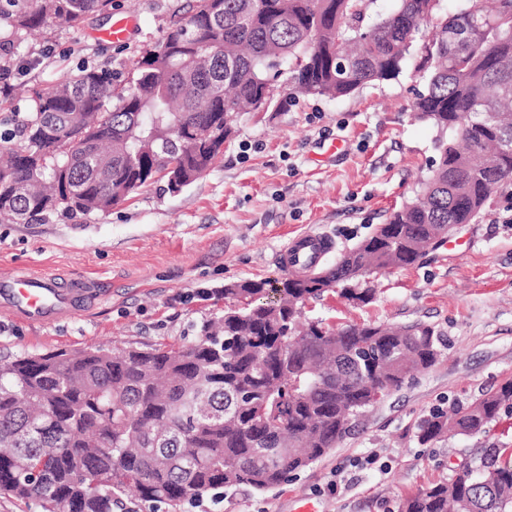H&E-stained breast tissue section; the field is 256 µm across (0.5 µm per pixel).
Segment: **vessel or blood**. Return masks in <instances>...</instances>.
Here are the masks:
<instances>
[{"label":"vessel or blood","instance_id":"b4317fda","mask_svg":"<svg viewBox=\"0 0 512 512\" xmlns=\"http://www.w3.org/2000/svg\"><path fill=\"white\" fill-rule=\"evenodd\" d=\"M332 242L308 231L296 235L285 250L284 268L294 271L301 264L323 257ZM99 294L94 282L66 281L46 273L21 272L0 282V311L36 327L71 319Z\"/></svg>","mask_w":512,"mask_h":512}]
</instances>
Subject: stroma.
<instances>
[{"label":"stroma","mask_w":512,"mask_h":512,"mask_svg":"<svg viewBox=\"0 0 512 512\" xmlns=\"http://www.w3.org/2000/svg\"><path fill=\"white\" fill-rule=\"evenodd\" d=\"M194 0H112L111 15L51 41L28 35L9 84L49 86L84 61L123 71L189 15ZM137 26L126 42L100 40L115 18ZM269 111L240 114L224 154L177 194L164 182L141 188L112 211L57 215L45 224L0 223V278L29 267L90 280L102 295L62 323L31 328L0 316V360L102 345L178 347L202 322L220 317L217 288L278 278L281 253L301 232L331 236L337 257L369 238L432 173L436 128L416 119L423 88L413 69L353 95L291 97L277 83ZM342 151L325 156L332 138ZM458 245L429 249L415 265L373 273L370 303L329 291L306 302L305 319L329 328L426 322L442 334L439 361L388 392L327 455L280 487L241 488L184 512H399L401 501L450 480L459 465L493 448H512V410L475 434L420 444L421 422L467 406L512 380V185L500 188ZM213 290L205 299L201 290Z\"/></svg>","instance_id":"35a3bbf8"}]
</instances>
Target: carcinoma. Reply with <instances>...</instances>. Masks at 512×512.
<instances>
[{
  "mask_svg": "<svg viewBox=\"0 0 512 512\" xmlns=\"http://www.w3.org/2000/svg\"><path fill=\"white\" fill-rule=\"evenodd\" d=\"M108 0H16L0 9V75L40 30L79 29ZM197 0L120 80L86 64L25 99L20 131H0V223L112 208L158 180L179 193L224 150L241 112H267L272 77L294 94L340 98L396 78L434 20L413 109L440 132L417 198L343 253L326 279L292 272L224 286L237 305L178 349L88 347L0 363V491L41 512H114L129 492L179 512L218 490H272L321 459L373 405L432 366L444 341L426 323L329 329L300 324L305 302L335 286L367 303L377 269L415 264L442 224H473L512 182V0ZM21 134L23 144L14 143ZM512 408V382L435 413L418 439L471 434ZM502 449L420 490L400 512H512Z\"/></svg>",
  "mask_w": 512,
  "mask_h": 512,
  "instance_id": "obj_1",
  "label": "carcinoma"
}]
</instances>
